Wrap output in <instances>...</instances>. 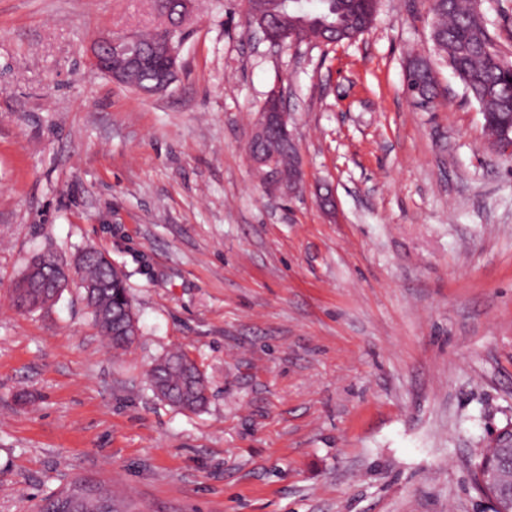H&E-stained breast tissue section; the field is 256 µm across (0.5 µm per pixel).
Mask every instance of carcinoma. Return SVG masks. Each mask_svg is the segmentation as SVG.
Masks as SVG:
<instances>
[{
  "mask_svg": "<svg viewBox=\"0 0 512 512\" xmlns=\"http://www.w3.org/2000/svg\"><path fill=\"white\" fill-rule=\"evenodd\" d=\"M380 0H246L249 24L274 25L301 40L323 35L340 43L351 41L373 24ZM432 40L440 56L477 103L486 130L496 137L512 135V61L493 48L492 37L477 0H433ZM406 92L421 101L437 96L436 78L423 58L410 60L405 69ZM286 131L266 129L251 139L250 153L265 161L261 169L288 181L296 156ZM81 288L88 313L114 350H125L140 335L139 318L132 305L126 274L102 253L87 250L78 258ZM66 281L50 255H33L13 288L12 304L26 311L42 310L60 298L63 289L52 282ZM154 395L182 411L198 412L209 402L205 372L184 350L175 349L152 366ZM39 512H100L95 499L75 502L70 487L42 499Z\"/></svg>",
  "mask_w": 512,
  "mask_h": 512,
  "instance_id": "carcinoma-1",
  "label": "carcinoma"
}]
</instances>
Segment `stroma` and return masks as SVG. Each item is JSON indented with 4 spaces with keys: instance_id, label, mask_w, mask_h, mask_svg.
I'll list each match as a JSON object with an SVG mask.
<instances>
[{
    "instance_id": "35a3bbf8",
    "label": "stroma",
    "mask_w": 512,
    "mask_h": 512,
    "mask_svg": "<svg viewBox=\"0 0 512 512\" xmlns=\"http://www.w3.org/2000/svg\"><path fill=\"white\" fill-rule=\"evenodd\" d=\"M429 0H381L355 41L274 47L244 0H199L161 94L88 62L153 0H0V512L74 478L134 512H490L476 449L512 424V152L431 40ZM512 59V0H481ZM435 108L404 95L408 59ZM280 87L303 162L266 190L247 150ZM105 253L142 334L114 354L70 271L12 290L41 251ZM180 348L205 410L156 399ZM430 63L423 58L411 59L405 69L406 92L421 101H432L437 96L436 78ZM59 264L61 272L68 278L66 265L60 259ZM65 277H60L52 256L42 253L33 255L13 288L12 304L17 309L26 311L42 310L53 305L60 298L64 288H56L51 283L65 282ZM23 281H28L31 288H20Z\"/></svg>"
}]
</instances>
